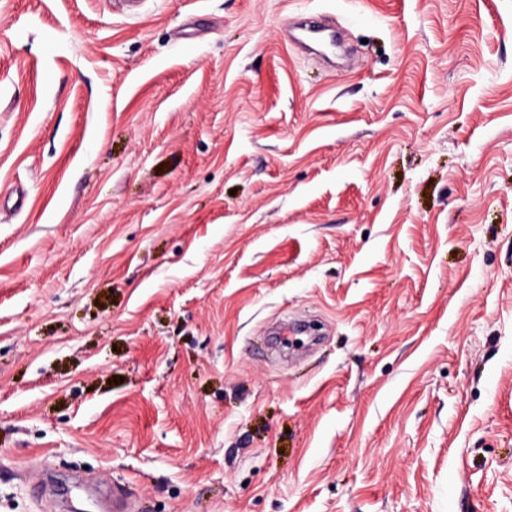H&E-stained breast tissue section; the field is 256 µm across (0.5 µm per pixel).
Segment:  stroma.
<instances>
[{
  "label": "stroma",
  "mask_w": 512,
  "mask_h": 512,
  "mask_svg": "<svg viewBox=\"0 0 512 512\" xmlns=\"http://www.w3.org/2000/svg\"><path fill=\"white\" fill-rule=\"evenodd\" d=\"M512 512V0H0V512Z\"/></svg>",
  "instance_id": "stroma-1"
}]
</instances>
